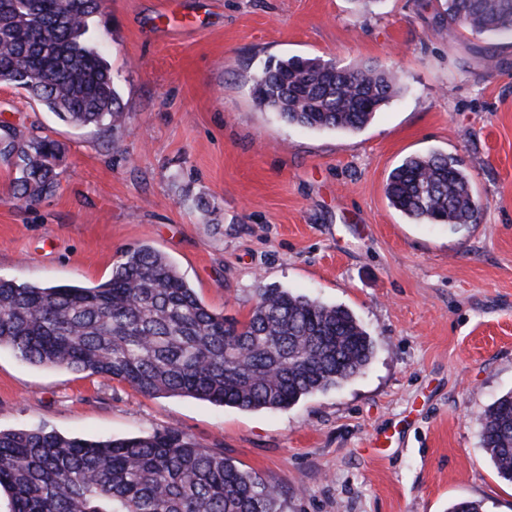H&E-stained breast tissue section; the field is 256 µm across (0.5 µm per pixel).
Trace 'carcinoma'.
Wrapping results in <instances>:
<instances>
[{"label":"carcinoma","mask_w":512,"mask_h":512,"mask_svg":"<svg viewBox=\"0 0 512 512\" xmlns=\"http://www.w3.org/2000/svg\"><path fill=\"white\" fill-rule=\"evenodd\" d=\"M103 0H0V82L25 90L61 120L115 129L123 110L88 20ZM448 25L512 36V0H446ZM400 89L381 65L340 66L292 56L265 66L252 95L311 129H362ZM0 160L21 176L14 199L57 188L48 137L0 127ZM417 224H471L481 209L466 171L442 154L410 156L386 184ZM32 364L105 375L146 396L179 395L245 411L285 410L340 387L370 364L375 344L341 305L258 288L248 316L211 312L152 246L124 251L94 286L0 278V347ZM481 443L512 482V391L484 413ZM10 512H284L281 490L167 427L89 440L53 430L0 431V491Z\"/></svg>","instance_id":"carcinoma-1"}]
</instances>
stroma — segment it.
I'll return each mask as SVG.
<instances>
[{"label":"stroma","instance_id":"obj_1","mask_svg":"<svg viewBox=\"0 0 512 512\" xmlns=\"http://www.w3.org/2000/svg\"><path fill=\"white\" fill-rule=\"evenodd\" d=\"M443 0H104L89 20L116 131L62 122L0 83V125L58 145L59 188L13 199L0 162V277L107 280L122 251L167 256L213 312L276 286L349 309L375 342L361 374L285 410L145 396L0 348V430L130 438L174 427L286 494L285 512H512L480 442L512 391V38L437 34ZM397 71L356 132L286 123L251 87L269 60ZM496 66H488V56ZM467 171L474 223L417 224L385 194L413 154Z\"/></svg>","mask_w":512,"mask_h":512}]
</instances>
